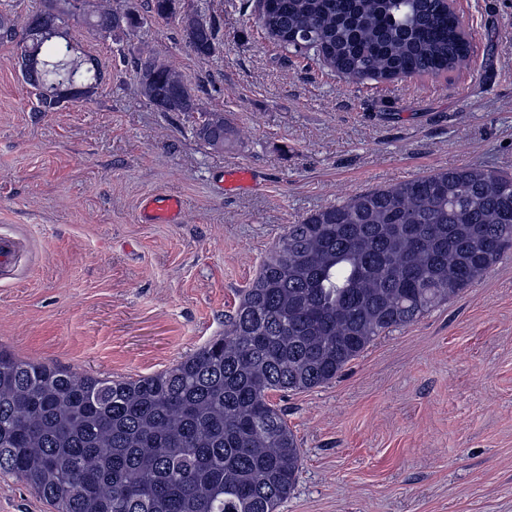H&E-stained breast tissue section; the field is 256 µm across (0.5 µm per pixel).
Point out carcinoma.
Returning a JSON list of instances; mask_svg holds the SVG:
<instances>
[{"instance_id": "carcinoma-1", "label": "carcinoma", "mask_w": 512, "mask_h": 512, "mask_svg": "<svg viewBox=\"0 0 512 512\" xmlns=\"http://www.w3.org/2000/svg\"><path fill=\"white\" fill-rule=\"evenodd\" d=\"M19 24L0 14L18 71L40 111L75 67L87 98L99 61L72 42L70 0ZM147 0L178 20L188 48L214 56L215 19ZM102 35L141 24L131 11L91 9ZM256 23L306 48L348 83L467 65L441 0H267ZM141 94L160 112L199 113L197 140L224 147V112L199 111L192 89L154 56L132 61ZM512 250V177L478 166L436 171L357 193L288 225L239 294L224 335L174 367L138 379L78 376L0 346V473L24 481L56 512H277L302 453L272 392L335 379L386 332L405 326L480 279Z\"/></svg>"}]
</instances>
